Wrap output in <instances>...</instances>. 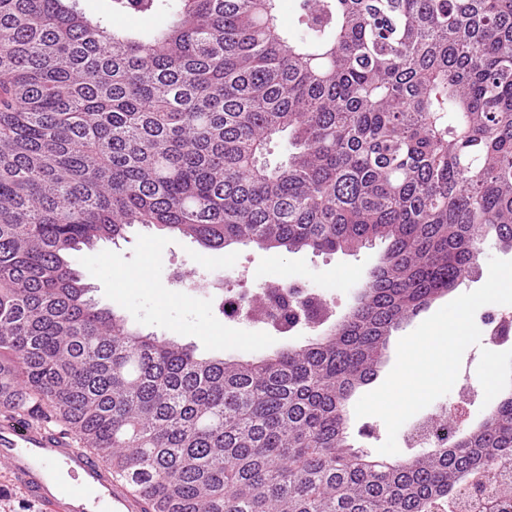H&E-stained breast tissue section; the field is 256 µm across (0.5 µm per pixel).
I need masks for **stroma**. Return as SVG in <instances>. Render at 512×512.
<instances>
[{
  "label": "stroma",
  "mask_w": 512,
  "mask_h": 512,
  "mask_svg": "<svg viewBox=\"0 0 512 512\" xmlns=\"http://www.w3.org/2000/svg\"><path fill=\"white\" fill-rule=\"evenodd\" d=\"M386 247V242L379 240L349 253H288L252 244L205 251L191 239L137 224L125 239L79 254L76 267L93 287L101 306L119 311L143 332L194 345L201 354L245 359L301 342L316 330L301 326L281 333L245 319L225 320L220 297L190 292L179 285V278L202 281L220 274L225 288L243 295L257 293L270 280L294 282L306 292L322 296L337 320L353 306ZM509 270L512 251L485 242L472 274L460 288L438 298L394 331L376 379L362 388L351 404L355 446L390 459L417 455L419 449L408 439L407 430L421 416L451 412L460 367H469L480 384L462 418L464 426L478 422L496 404L501 391H512V339L500 346L490 345L482 324L490 315L512 313V294L489 301L481 297L490 275ZM460 314L467 323L448 348V367L442 380L421 391L402 415H389L381 400L397 393L392 375L401 360L402 344L415 336L433 334L438 319L452 320Z\"/></svg>",
  "instance_id": "35a3bbf8"
}]
</instances>
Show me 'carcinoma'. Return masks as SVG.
I'll list each match as a JSON object with an SVG mask.
<instances>
[{
    "mask_svg": "<svg viewBox=\"0 0 512 512\" xmlns=\"http://www.w3.org/2000/svg\"><path fill=\"white\" fill-rule=\"evenodd\" d=\"M84 2L0 0V409L54 421L142 512H452L461 481L512 477V394L409 460L348 442L392 331L487 240L512 250V0H295L300 38L278 0ZM134 224L388 246L331 329L226 360L89 296L75 254ZM279 301L288 330L301 291Z\"/></svg>",
    "mask_w": 512,
    "mask_h": 512,
    "instance_id": "1",
    "label": "carcinoma"
}]
</instances>
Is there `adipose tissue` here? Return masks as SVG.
Returning a JSON list of instances; mask_svg holds the SVG:
<instances>
[{
    "label": "adipose tissue",
    "instance_id": "obj_1",
    "mask_svg": "<svg viewBox=\"0 0 512 512\" xmlns=\"http://www.w3.org/2000/svg\"><path fill=\"white\" fill-rule=\"evenodd\" d=\"M447 349L445 337L436 335L414 338L403 345L404 362L394 376L399 394L388 399L389 413L399 414L416 394L438 381L440 377L438 368H431L425 373L421 370V364L432 360L436 353L447 351Z\"/></svg>",
    "mask_w": 512,
    "mask_h": 512
}]
</instances>
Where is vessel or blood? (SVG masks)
I'll return each instance as SVG.
<instances>
[{
	"label": "vessel or blood",
	"instance_id": "vessel-or-blood-1",
	"mask_svg": "<svg viewBox=\"0 0 512 512\" xmlns=\"http://www.w3.org/2000/svg\"><path fill=\"white\" fill-rule=\"evenodd\" d=\"M0 465L42 512H139L136 497L42 420L0 424Z\"/></svg>",
	"mask_w": 512,
	"mask_h": 512
}]
</instances>
